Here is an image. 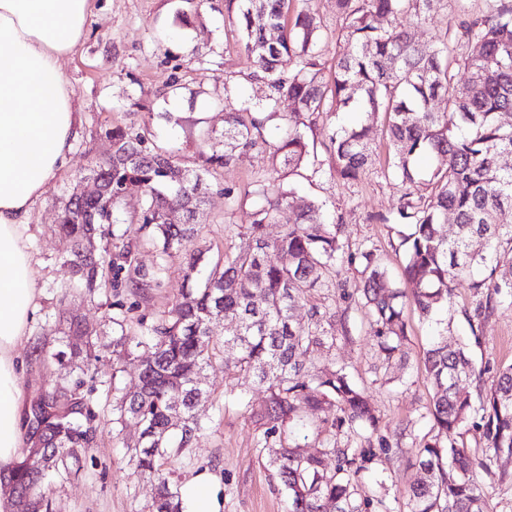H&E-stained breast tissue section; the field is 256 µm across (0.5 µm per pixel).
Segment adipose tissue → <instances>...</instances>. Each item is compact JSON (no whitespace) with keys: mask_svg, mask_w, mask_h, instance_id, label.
<instances>
[{"mask_svg":"<svg viewBox=\"0 0 512 512\" xmlns=\"http://www.w3.org/2000/svg\"><path fill=\"white\" fill-rule=\"evenodd\" d=\"M91 0H0V471L25 455L26 394L15 347L38 308L28 247L35 201L66 167L78 136L74 92L61 60L84 36ZM184 512H221L217 480L202 471L181 488Z\"/></svg>","mask_w":512,"mask_h":512,"instance_id":"obj_1","label":"adipose tissue"}]
</instances>
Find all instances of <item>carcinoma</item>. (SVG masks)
<instances>
[{
	"instance_id": "carcinoma-1",
	"label": "carcinoma",
	"mask_w": 512,
	"mask_h": 512,
	"mask_svg": "<svg viewBox=\"0 0 512 512\" xmlns=\"http://www.w3.org/2000/svg\"><path fill=\"white\" fill-rule=\"evenodd\" d=\"M443 2L336 0L342 42L328 59L312 0H226L227 16L240 23L257 103L225 113L224 134L204 137L210 151L199 152L203 166L183 167L180 182L174 152L146 146L145 136L128 127L106 131L111 158L88 169L103 193L84 208L63 204L55 227L74 251L95 242L96 255L53 290L107 308L112 355L118 361L141 350V369L134 386L122 387L116 363L110 373L102 369L106 332L88 334L72 318L38 327L33 361L57 367L58 376L47 397L27 393L24 421L39 423L51 456L40 475L21 461L10 474L0 473L31 496L35 512H54L45 479L67 481L84 470L103 394L112 396L113 433L121 435L130 423L139 428L127 446L130 461L139 477L164 491L150 512H182L180 489L163 460L192 447L205 429L200 408L212 393L204 372L221 348L224 366L266 393L257 409L242 398L239 403L257 426L256 447L275 449L266 469L282 486L288 512H392L387 493L364 482L391 451L365 388L338 360L307 362L312 350L336 347L338 311L312 304L302 322L295 310L335 282L339 299L355 302L368 318L387 374L408 366L406 306L439 325L437 314L455 305V283H467L480 297L473 310H464L477 345L481 322L512 309V225L500 222L512 210V167L503 165L512 156V124L503 120L512 112V0H485L478 13L462 10L464 19L439 29L427 44L392 25L405 16L421 27ZM438 98L441 112L432 107ZM284 99L285 114L279 112ZM324 112L382 114L384 173L405 186L396 216L382 221L410 226L401 241L408 290L392 284L378 249L345 250L341 225L325 223L322 205L284 187L281 170L296 172L315 157L307 129ZM276 118L285 120V131L269 148L263 201L243 227L249 247L209 262V249H189L199 237L203 203L193 188L206 190L207 176L267 144L263 131ZM372 141L366 125L336 128L330 137L336 177L356 181L369 170L377 156ZM423 157L435 161L425 174L418 167ZM130 185L140 189L138 221L146 243L159 252L151 271L134 263L139 244L110 230ZM173 206L191 207L192 221L167 223L164 213ZM271 224L280 227L274 238L267 232ZM446 224L454 225L452 233L444 231ZM174 258L181 259L191 287L141 332L123 304L99 300L107 280L116 291L159 287ZM344 263L361 267L362 278L351 285L340 279ZM221 315L237 318L241 333L217 336ZM421 362L432 389L430 428L417 448L419 477L402 493L407 512H488L484 488L512 483V474L498 468L501 458H512V363L498 367L490 387H482L485 371L475 369L467 344L449 337L446 327ZM472 383L475 398L466 390ZM471 430L482 440L479 453L462 440L448 441L452 431ZM310 434L313 445L306 442ZM338 435L346 436L344 444ZM328 457L335 459L331 469Z\"/></svg>"
}]
</instances>
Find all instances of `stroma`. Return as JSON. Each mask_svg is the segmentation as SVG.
Instances as JSON below:
<instances>
[{
    "instance_id": "35a3bbf8",
    "label": "stroma",
    "mask_w": 512,
    "mask_h": 512,
    "mask_svg": "<svg viewBox=\"0 0 512 512\" xmlns=\"http://www.w3.org/2000/svg\"><path fill=\"white\" fill-rule=\"evenodd\" d=\"M185 0H92L82 45L66 58L64 70L71 83L81 124L66 171L53 180L36 202L30 216L28 246L32 252L34 279L40 290L35 324L64 310L99 324L103 309L80 297L56 301L49 290L54 281L68 279L61 256L69 242L55 236L61 199L85 173L91 161L109 151L105 131L115 125L144 129L150 144L174 151L186 160L197 159L200 143L208 131L223 132L224 115L249 104L254 95L247 79L249 64L238 46L239 34L225 21L224 0H200L190 24H182L179 12ZM235 78L238 89L226 95L227 78ZM178 82L171 90L170 82ZM368 124L379 128V117L364 112H326L320 115L311 136L317 144L316 162L306 164L301 175L290 177V186L304 196L322 202L327 222L341 221L350 250L379 249L397 287H404L399 227L379 223L391 214L405 188L385 177L373 166L353 183L337 179L330 155V137L339 126ZM268 153L256 149L239 156L231 165L214 173L204 204L206 221L203 242L212 254L237 251L248 240L238 228L250 221L251 205L257 202V183L267 169ZM248 193L249 201L229 202L225 188ZM184 288L179 260L168 263L162 284L147 298L120 291L119 298L133 305L137 318L153 320L180 297ZM311 303H336L341 328L333 350H318L315 363L344 361L350 373L364 384L372 406L381 418V433L394 451L382 457L376 474L388 495H398L417 476L416 448L428 432L425 419L431 386L416 357L433 334L413 308H406L409 323L407 348L412 356L402 378L385 381L376 373L375 339L363 312L355 304L338 300L335 289L314 292ZM480 347L474 348L477 366L495 367L512 361V311L496 313L482 324ZM212 402L203 408L206 430L193 448L170 458L166 469L177 483H184L207 470L221 484L223 512H284L285 498L274 483L256 448L257 432L243 415L236 400L244 393L253 404H261L263 393L216 358L206 371ZM98 445L84 462L82 475L56 487V512H148L155 494L152 482L139 478L125 454L124 442L135 439L127 429L123 439L112 436V406L102 402L96 421Z\"/></svg>"
}]
</instances>
